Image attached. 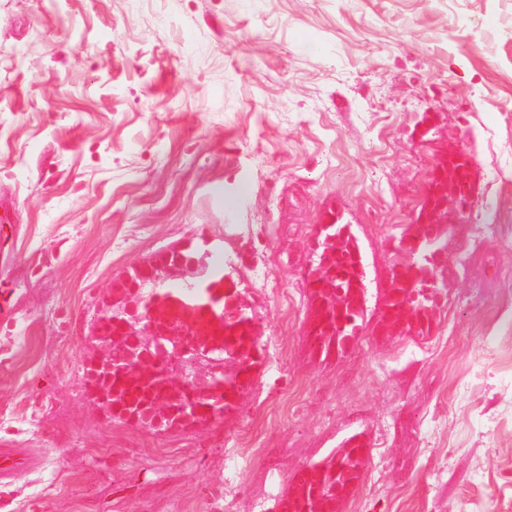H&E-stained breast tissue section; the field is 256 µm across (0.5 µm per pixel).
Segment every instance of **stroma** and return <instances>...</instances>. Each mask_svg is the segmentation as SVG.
<instances>
[{
    "mask_svg": "<svg viewBox=\"0 0 512 512\" xmlns=\"http://www.w3.org/2000/svg\"><path fill=\"white\" fill-rule=\"evenodd\" d=\"M471 163L448 297L429 336L378 335L389 239L438 165ZM364 258V330L313 355L306 262L328 212ZM478 224L498 233L475 239ZM208 237L238 269L268 344L272 400L165 433L111 420L86 384L113 281ZM0 471L16 512H207L248 494L254 456L286 475L344 436L373 450L336 512L512 500V0H0ZM454 450V464L442 452ZM406 458L390 484L383 458ZM255 452L267 459L270 465L252 479L249 501L254 502L262 498L266 493V484L272 478L279 475V468L288 460V455L295 452L293 444L282 443L280 448H257Z\"/></svg>",
    "mask_w": 512,
    "mask_h": 512,
    "instance_id": "stroma-1",
    "label": "stroma"
}]
</instances>
